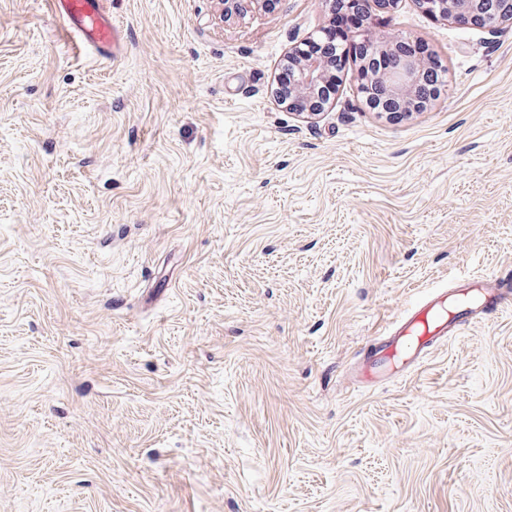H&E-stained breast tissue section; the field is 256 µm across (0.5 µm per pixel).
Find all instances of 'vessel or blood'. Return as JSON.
I'll return each mask as SVG.
<instances>
[{
  "label": "vessel or blood",
  "instance_id": "obj_1",
  "mask_svg": "<svg viewBox=\"0 0 512 512\" xmlns=\"http://www.w3.org/2000/svg\"><path fill=\"white\" fill-rule=\"evenodd\" d=\"M51 5L70 44L104 59L114 55L118 25L102 10L100 0H51ZM511 305L512 277L495 284L469 280L450 308L438 298H431L425 314L410 312L384 340L377 342L378 355L369 360L368 374L378 382L416 370L433 347L447 340L449 332Z\"/></svg>",
  "mask_w": 512,
  "mask_h": 512
}]
</instances>
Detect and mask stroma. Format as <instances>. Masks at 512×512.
Wrapping results in <instances>:
<instances>
[{
	"mask_svg": "<svg viewBox=\"0 0 512 512\" xmlns=\"http://www.w3.org/2000/svg\"><path fill=\"white\" fill-rule=\"evenodd\" d=\"M117 64L0 0V512H512V309L416 372L360 354L512 272V25L376 6L446 85L312 119L270 94L328 21L103 0Z\"/></svg>",
	"mask_w": 512,
	"mask_h": 512,
	"instance_id": "stroma-1",
	"label": "stroma"
}]
</instances>
